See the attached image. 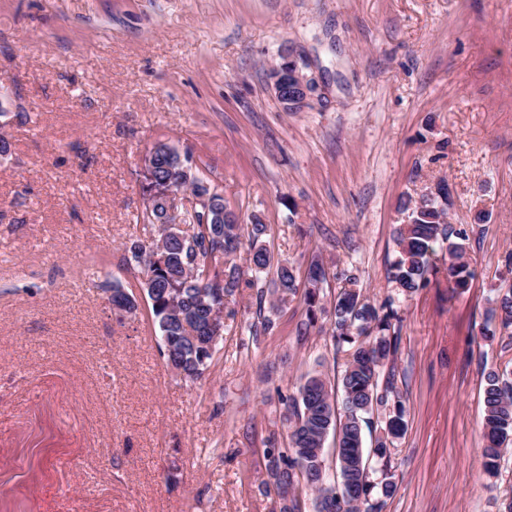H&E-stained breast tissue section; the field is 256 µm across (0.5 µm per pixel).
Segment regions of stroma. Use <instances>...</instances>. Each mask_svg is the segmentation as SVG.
Instances as JSON below:
<instances>
[{"mask_svg": "<svg viewBox=\"0 0 512 512\" xmlns=\"http://www.w3.org/2000/svg\"><path fill=\"white\" fill-rule=\"evenodd\" d=\"M292 53L320 90L282 111ZM0 512H281L265 451L301 377L343 369L302 296H236L188 380L129 263L144 160L166 143L274 258L351 271L374 303L404 203L447 183L466 291L445 273L400 303L407 431L383 512H498L512 447L482 467L483 377L512 370L489 310L512 286V0H0ZM137 307L113 309V284ZM273 330H264L263 319Z\"/></svg>", "mask_w": 512, "mask_h": 512, "instance_id": "stroma-1", "label": "stroma"}]
</instances>
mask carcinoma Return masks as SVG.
<instances>
[{
	"label": "carcinoma",
	"mask_w": 512,
	"mask_h": 512,
	"mask_svg": "<svg viewBox=\"0 0 512 512\" xmlns=\"http://www.w3.org/2000/svg\"><path fill=\"white\" fill-rule=\"evenodd\" d=\"M151 164L157 183H166L169 174L162 150H156ZM408 210L407 223L396 228L398 257L388 272L389 282L406 297L415 294L430 275L439 272L430 257L433 245L442 241L448 243L446 275L453 288H469L474 272L461 261L467 235L441 221L446 206L435 199L414 203ZM183 215L193 233L164 240L162 263L151 264L147 250L141 247L133 250L146 278L141 288L151 301L166 360L175 363L179 373L190 379L202 374L218 349L208 332L212 309L228 305L239 289L255 286L232 259L244 232L250 242L253 270L259 273L275 267V302L285 304L304 290L309 322H314V308L329 280L320 261H311L301 282L292 265L273 262L262 244L267 225L260 218L253 216L250 224L243 226L237 215L227 210L221 231L206 219L204 204L194 199ZM338 280L330 341L336 353L344 354V369L334 384L322 373L302 378L297 395L288 399L287 446L267 452L266 470L278 495L292 491L283 512H299V495L306 490L317 493V512H382L385 500L396 491L389 476L391 446L406 432L405 411L394 370L385 374L383 369L393 364L398 354L401 318L394 299L377 306L357 288L355 277L342 273ZM490 315L502 328L512 327L511 289L497 294ZM379 409L386 411L383 432L367 449L363 431L371 421L366 415ZM482 434L483 468L495 477L504 449L512 445V372L490 371L484 376ZM330 435L336 437L337 444L332 480L324 456ZM373 460L381 467L378 481L371 479Z\"/></svg>",
	"instance_id": "obj_1"
}]
</instances>
